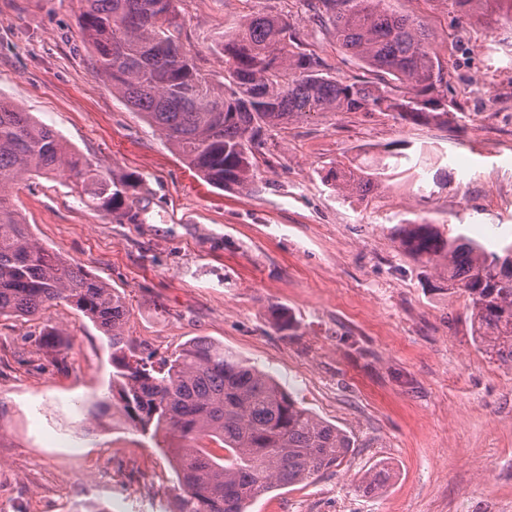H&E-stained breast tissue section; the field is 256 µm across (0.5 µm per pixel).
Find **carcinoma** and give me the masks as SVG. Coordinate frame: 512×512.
<instances>
[{
	"instance_id": "carcinoma-1",
	"label": "carcinoma",
	"mask_w": 512,
	"mask_h": 512,
	"mask_svg": "<svg viewBox=\"0 0 512 512\" xmlns=\"http://www.w3.org/2000/svg\"><path fill=\"white\" fill-rule=\"evenodd\" d=\"M84 40L95 72L158 127L183 162L217 188H245L268 132L324 112L387 114L416 125H448L458 103L448 72L432 50L428 23L393 10L389 0H303L330 25L336 44L375 80L339 81L307 51L305 34L272 10L258 12L224 35V76L209 80L184 50L176 0H84ZM459 17L512 22V0H451ZM411 161L349 162L336 168V189L365 197L373 178ZM64 169L91 200L121 219L133 184L92 167L51 126L0 99V318L36 320L66 303L112 345V387L100 409L125 421L173 458L176 512H248L277 487L308 482L342 465L350 437L294 401L270 375L205 338L155 364L126 338L125 296L43 246L11 208L7 189L28 175ZM400 245L448 274V289L467 294L472 331L486 352L512 364V242L490 252L480 242L446 237L433 224H403ZM63 333H42L40 345L62 352ZM215 443L224 454L215 455ZM383 468L365 471L359 491L376 494Z\"/></svg>"
}]
</instances>
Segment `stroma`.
Instances as JSON below:
<instances>
[{
    "label": "stroma",
    "instance_id": "35a3bbf8",
    "mask_svg": "<svg viewBox=\"0 0 512 512\" xmlns=\"http://www.w3.org/2000/svg\"><path fill=\"white\" fill-rule=\"evenodd\" d=\"M268 6L306 33L329 75L368 78L299 0H178L183 47L221 79L222 35ZM391 6L434 30L458 122L301 118L270 131L252 186L218 189L95 74L82 0H0V98L103 173L136 182L131 223L87 201L66 173L25 178L9 200L33 235L125 295L134 345L161 358L197 337L222 343L352 439L340 467L270 492L251 512H512V366L475 341L467 295L396 238L415 221L491 251L512 241V125L477 114L486 96L512 109V27L459 18L448 0ZM404 142L427 159L412 175L379 179L362 200L337 191V163ZM45 325L69 340L59 358L39 346ZM111 378L106 336L72 307L0 318V512L108 508L129 496L133 512L173 507L168 457L120 414H96ZM377 463L390 481L363 494L359 479Z\"/></svg>",
    "mask_w": 512,
    "mask_h": 512
}]
</instances>
